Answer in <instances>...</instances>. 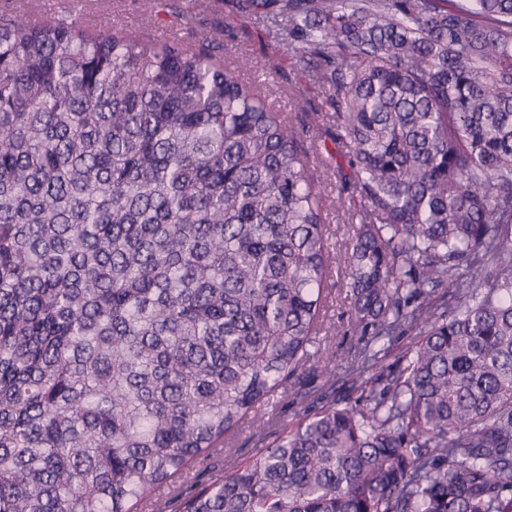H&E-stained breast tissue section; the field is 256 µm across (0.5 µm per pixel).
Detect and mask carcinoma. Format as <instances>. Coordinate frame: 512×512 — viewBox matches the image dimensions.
Instances as JSON below:
<instances>
[{"mask_svg": "<svg viewBox=\"0 0 512 512\" xmlns=\"http://www.w3.org/2000/svg\"><path fill=\"white\" fill-rule=\"evenodd\" d=\"M239 8L335 110L362 361L311 351L330 228L283 113L208 47L0 10V512H512V0ZM313 360L314 413L175 486Z\"/></svg>", "mask_w": 512, "mask_h": 512, "instance_id": "cac0c4a2", "label": "carcinoma"}]
</instances>
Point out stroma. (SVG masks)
<instances>
[{"instance_id": "1", "label": "stroma", "mask_w": 512, "mask_h": 512, "mask_svg": "<svg viewBox=\"0 0 512 512\" xmlns=\"http://www.w3.org/2000/svg\"><path fill=\"white\" fill-rule=\"evenodd\" d=\"M33 17L46 21L71 14L78 24L98 22L116 26L131 36L176 37L184 44L199 45L215 36L218 57L225 65L249 57L253 66L241 70V79L256 83L262 95L304 132L303 145L328 197L326 211L330 226V249L339 251L347 222V210L358 209V199H343L342 178L337 172L342 158L334 146L336 133L332 110L321 88L314 85L302 63L287 47L270 39L262 23L240 17L235 0H27ZM351 298L343 273H335L327 287L324 324L317 335L319 355L330 358L337 370H345L359 345V334L351 327ZM322 380L316 370L305 368L300 379V396H284L269 408L267 419L277 429L310 410ZM271 439L252 425H245L231 440L232 455H211L191 466L190 484H205L227 472L234 464L250 459L256 449Z\"/></svg>"}]
</instances>
